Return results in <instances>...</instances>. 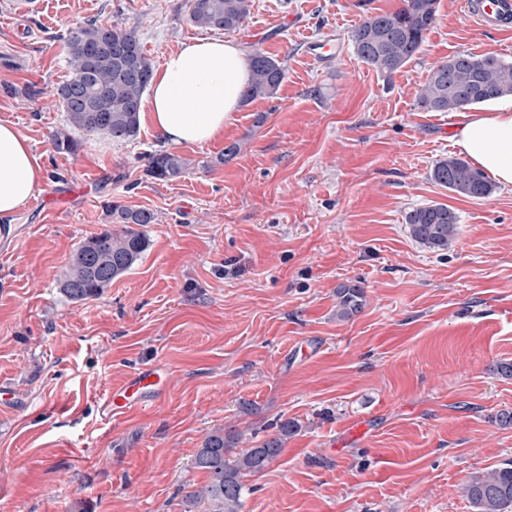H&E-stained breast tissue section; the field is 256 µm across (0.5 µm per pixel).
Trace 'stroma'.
Instances as JSON below:
<instances>
[{
  "label": "stroma",
  "mask_w": 512,
  "mask_h": 512,
  "mask_svg": "<svg viewBox=\"0 0 512 512\" xmlns=\"http://www.w3.org/2000/svg\"><path fill=\"white\" fill-rule=\"evenodd\" d=\"M464 2L438 0L422 51L386 78L350 32L402 0H252L230 37L282 60L276 97L177 147L188 173L159 181L145 169L164 144L145 120L133 140L88 134L77 155L55 152L67 114L54 90L69 24L134 31L157 65L210 35L187 0H0V120L28 138L38 194L68 195L26 204L0 252V382L26 403L0 406V512H180L183 487L205 479L192 458L208 433L255 444L284 419L299 430L245 477L243 512H472L463 483L512 460L496 420L512 379L494 370L512 360V187L477 201L432 180L459 115L417 105L448 56L512 61V27L480 28ZM328 35L335 58L312 62L306 43ZM112 203L155 213L149 247L71 303L67 259L110 227ZM434 203L459 217L443 253L406 224ZM351 283L366 306L341 321L336 288ZM159 360V402L106 417V392Z\"/></svg>",
  "instance_id": "stroma-1"
}]
</instances>
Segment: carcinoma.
Returning <instances> with one entry per match:
<instances>
[{"mask_svg": "<svg viewBox=\"0 0 512 512\" xmlns=\"http://www.w3.org/2000/svg\"><path fill=\"white\" fill-rule=\"evenodd\" d=\"M393 14L365 18L350 38L355 54L378 74L390 77L415 58L437 17V0H402ZM190 21L204 29L232 32L250 13L251 0H188ZM69 78L56 89L68 125L51 136L56 152L74 155L82 143L74 131H86L114 141L137 137L143 95L152 75L139 38L95 21L68 28L64 38ZM246 101L273 98L285 77L276 59L256 50L249 54ZM512 95V62L496 55L458 53L434 64L420 90L418 106L427 112H457L501 96ZM189 160L171 152L148 154L146 173L170 180L186 173ZM438 184L471 199L483 200L494 185L481 170L449 156L438 160L431 173ZM112 223L80 243L63 272L61 292L74 303L98 297L112 282L129 272L142 258L149 241L144 227L156 221L154 212L119 204L108 206ZM411 237L432 251H446L456 240L458 216L445 204L418 207L407 215ZM338 318L350 320L365 306L363 287L336 288ZM298 423L284 420L277 433L255 448H238L222 431L208 434L193 457V467L205 481L184 491L181 512H242L248 493L243 477L262 471L282 452ZM463 493L474 512H512V462L485 473H475Z\"/></svg>", "mask_w": 512, "mask_h": 512, "instance_id": "1", "label": "carcinoma"}]
</instances>
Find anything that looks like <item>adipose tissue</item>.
<instances>
[{
    "mask_svg": "<svg viewBox=\"0 0 512 512\" xmlns=\"http://www.w3.org/2000/svg\"><path fill=\"white\" fill-rule=\"evenodd\" d=\"M249 78L239 43L206 38L169 52L154 69L147 116L156 136L172 146H196L223 136L240 109ZM454 144L460 154L512 186V96L488 110L462 115ZM28 140L0 121V219L18 214L42 180Z\"/></svg>",
    "mask_w": 512,
    "mask_h": 512,
    "instance_id": "adipose-tissue-1",
    "label": "adipose tissue"
}]
</instances>
